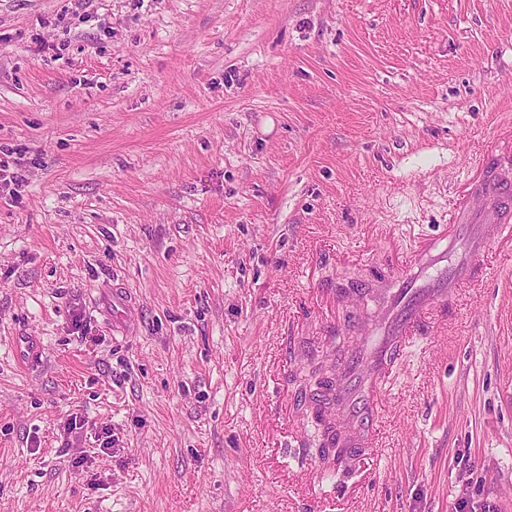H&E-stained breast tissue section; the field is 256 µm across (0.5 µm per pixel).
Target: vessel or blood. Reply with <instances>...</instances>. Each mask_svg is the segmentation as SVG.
Listing matches in <instances>:
<instances>
[{
	"mask_svg": "<svg viewBox=\"0 0 512 512\" xmlns=\"http://www.w3.org/2000/svg\"><path fill=\"white\" fill-rule=\"evenodd\" d=\"M480 168V177L465 190L466 202L449 219L452 232L425 241L411 264L382 289L375 332L364 337L339 368L338 410L349 446H374L381 386L417 335L426 312L473 281L492 241L512 240V158L488 152ZM42 354L37 337H15L13 356L20 366L32 367Z\"/></svg>",
	"mask_w": 512,
	"mask_h": 512,
	"instance_id": "1",
	"label": "vessel or blood"
}]
</instances>
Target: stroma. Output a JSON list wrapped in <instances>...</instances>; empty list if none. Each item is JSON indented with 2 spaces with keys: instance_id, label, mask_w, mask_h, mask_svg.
I'll return each instance as SVG.
<instances>
[{
  "instance_id": "obj_1",
  "label": "stroma",
  "mask_w": 512,
  "mask_h": 512,
  "mask_svg": "<svg viewBox=\"0 0 512 512\" xmlns=\"http://www.w3.org/2000/svg\"><path fill=\"white\" fill-rule=\"evenodd\" d=\"M509 142L512 0H0V512H512V247L378 447L324 466L296 401ZM43 346L36 336H18L13 341L15 361L24 368H30L41 360Z\"/></svg>"
}]
</instances>
